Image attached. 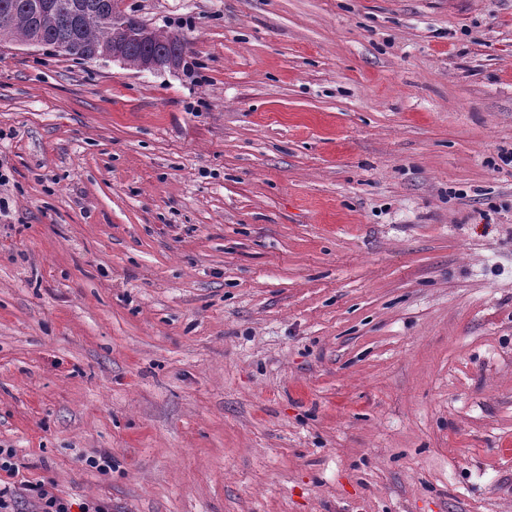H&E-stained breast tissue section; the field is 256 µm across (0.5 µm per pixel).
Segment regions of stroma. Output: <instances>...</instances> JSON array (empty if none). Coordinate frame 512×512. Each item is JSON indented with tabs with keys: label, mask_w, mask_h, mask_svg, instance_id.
Masks as SVG:
<instances>
[{
	"label": "stroma",
	"mask_w": 512,
	"mask_h": 512,
	"mask_svg": "<svg viewBox=\"0 0 512 512\" xmlns=\"http://www.w3.org/2000/svg\"><path fill=\"white\" fill-rule=\"evenodd\" d=\"M0 45V448L112 512H512V0H120ZM46 0H0L1 37L10 41H26L39 37L46 45L57 48L60 43H75L80 50L66 55L83 61H91L110 52H120L126 64L140 69L142 61L153 52L178 51L184 60L187 44L176 34L156 32L150 42L152 29L136 17L126 15L115 27L120 15L119 0H50L53 7L46 10L38 5ZM40 39H31L23 45L41 47ZM179 60L165 53L150 56L141 70L162 72L180 69Z\"/></svg>",
	"instance_id": "obj_1"
}]
</instances>
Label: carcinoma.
I'll return each mask as SVG.
<instances>
[{
  "mask_svg": "<svg viewBox=\"0 0 512 512\" xmlns=\"http://www.w3.org/2000/svg\"><path fill=\"white\" fill-rule=\"evenodd\" d=\"M44 0H0V38L26 41L38 37L50 46L75 43L72 57L91 61L110 53H121L126 64L140 68L153 52L166 50L185 57L184 38L157 32L149 42L119 40L115 27L120 15L119 0H51L53 7H39Z\"/></svg>",
  "mask_w": 512,
  "mask_h": 512,
  "instance_id": "1",
  "label": "carcinoma"
}]
</instances>
